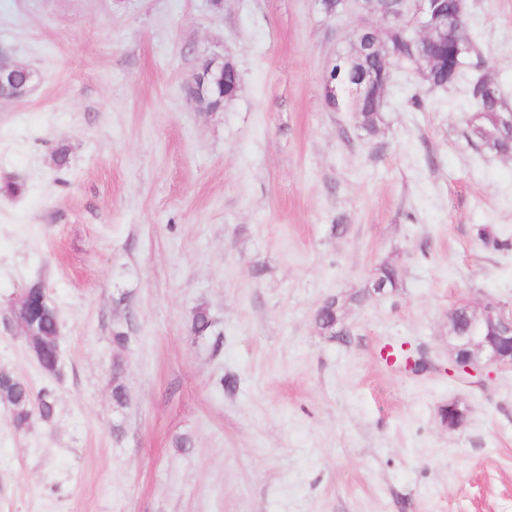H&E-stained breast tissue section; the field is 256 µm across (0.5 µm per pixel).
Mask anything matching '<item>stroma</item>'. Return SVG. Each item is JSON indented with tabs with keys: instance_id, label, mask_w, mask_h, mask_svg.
<instances>
[{
	"instance_id": "obj_1",
	"label": "stroma",
	"mask_w": 512,
	"mask_h": 512,
	"mask_svg": "<svg viewBox=\"0 0 512 512\" xmlns=\"http://www.w3.org/2000/svg\"><path fill=\"white\" fill-rule=\"evenodd\" d=\"M464 11L462 76L429 93L394 64L370 135L324 98L359 11L0 0V47L38 75L0 101V368L56 399L26 430L0 404V512H512V370L475 385L448 351L454 309L512 311V154L466 135L475 75L512 107V0ZM214 56L240 76L215 112L188 93ZM384 264L401 287L364 296ZM35 283L53 375L14 317ZM359 293L323 336L315 311ZM200 305L221 342L192 335ZM45 314L38 321L37 327L39 335L43 343L49 349V355L43 363H38L43 372L47 374H55L59 367L60 362V344H59V322L55 307L46 300ZM58 349V350H57ZM57 367H55V360Z\"/></svg>"
}]
</instances>
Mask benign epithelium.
I'll use <instances>...</instances> for the list:
<instances>
[{
  "instance_id": "benign-epithelium-1",
  "label": "benign epithelium",
  "mask_w": 512,
  "mask_h": 512,
  "mask_svg": "<svg viewBox=\"0 0 512 512\" xmlns=\"http://www.w3.org/2000/svg\"><path fill=\"white\" fill-rule=\"evenodd\" d=\"M345 7L355 4L374 16L371 22H362L353 32L354 52L351 59L377 58L384 63L393 59L385 41L387 30L393 25L406 26L415 31L417 55L414 60L420 75H425L432 61L426 54L425 45L430 36L448 26V16L440 0H393L397 7L385 10L386 0H343ZM232 65L229 60L209 59L197 70L190 82L191 97L197 102H209L210 110L217 111L224 102L233 99L238 85L224 84V68ZM354 83L347 93L357 101L367 95L377 84L378 78L371 71L353 69ZM37 79L32 70L14 63L6 51L0 49V97L19 99L23 97ZM35 305L29 293L24 292L18 299L14 315L23 331L29 336L33 354L40 352L37 333L30 327ZM451 357L454 366L467 375L475 377L483 368L497 366L512 369V312H506L499 304L488 301L479 309L463 306L455 309L451 316Z\"/></svg>"
}]
</instances>
